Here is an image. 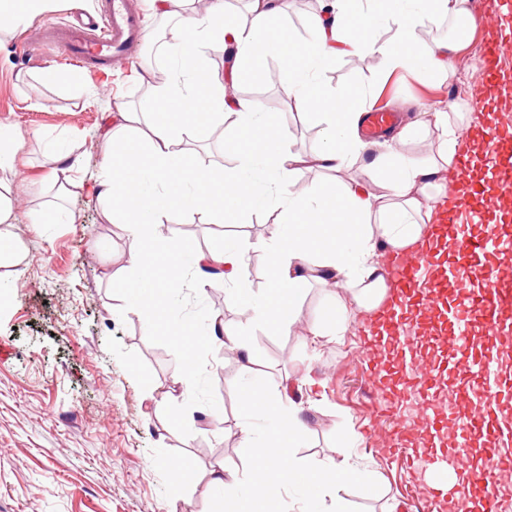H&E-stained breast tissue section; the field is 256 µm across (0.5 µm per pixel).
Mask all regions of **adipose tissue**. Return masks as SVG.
Wrapping results in <instances>:
<instances>
[{
    "mask_svg": "<svg viewBox=\"0 0 512 512\" xmlns=\"http://www.w3.org/2000/svg\"><path fill=\"white\" fill-rule=\"evenodd\" d=\"M155 0L161 14L175 17L165 49L176 70L157 79L144 69L140 83L149 91L147 117L121 108L103 132L100 150L106 177L99 196L123 223L132 242L126 266L112 278L119 282L125 308L145 320L153 331L155 316L171 309L179 298L186 274L180 260L193 255L199 274L216 271L227 284L230 299L246 321H259L276 332L290 333L303 320L301 298L310 278L340 289L330 313L336 325H345L357 312L379 310L392 296L383 272L397 254L414 250L431 230L441 198L455 171L460 127L473 119L466 102L446 107L421 105L413 121L389 133V150L364 168L379 194L365 192L361 181L295 186L292 176L299 165L312 162L327 170L352 166L369 149L360 131L371 107L368 96L356 91L330 93L315 74L339 57L374 55L385 68L404 70L418 78L455 76V56L464 33L476 17L471 0H329L307 21L303 38L277 31L274 20L286 0H250V21L238 25L225 11L224 0ZM59 0H0V31H14L35 16L53 12ZM436 16L462 27L455 37L425 43L415 36L424 18ZM396 25L387 41L373 38L375 22ZM221 52L226 79L213 80L207 69L206 50ZM274 56L283 63L288 95L301 115L324 118V132L310 157L293 151L288 126L274 122L254 99L230 95L228 86L256 59ZM211 117L231 116L236 132L225 143L238 159L230 174L205 167L182 149V134L195 121L198 103ZM148 133L132 137L138 121ZM418 129L437 133L435 154L422 158L404 151ZM276 202L279 216L269 228L270 286L260 295L244 289L248 262L244 252L225 241L220 248L196 250L191 242L169 236L158 224L160 212L189 206L220 217L224 212L247 213ZM246 406L262 405L272 429L264 435L244 430L251 449L249 479L222 465L211 471L213 484L223 486L227 512H249L253 500L284 506L283 493L295 480L315 484L347 512L342 491L354 482L375 490L366 470L349 462H299L295 450L308 438V428L286 392H268L249 384Z\"/></svg>",
    "mask_w": 512,
    "mask_h": 512,
    "instance_id": "ef3b65f1",
    "label": "adipose tissue"
}]
</instances>
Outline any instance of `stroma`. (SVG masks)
Here are the masks:
<instances>
[{"instance_id": "obj_1", "label": "stroma", "mask_w": 512, "mask_h": 512, "mask_svg": "<svg viewBox=\"0 0 512 512\" xmlns=\"http://www.w3.org/2000/svg\"><path fill=\"white\" fill-rule=\"evenodd\" d=\"M102 9L103 0H59L54 12L0 34V128L26 136L15 173L0 180V195L17 208L11 226L16 262L0 265V281L10 286L0 301V512H224V492L209 487L206 475L220 463L250 472L241 428L262 426L242 400L251 379L272 391L287 389L301 408L310 436L299 457L336 459L345 448L369 467L379 490L369 497L359 485H348L349 512H431L421 483L385 445L392 410L371 385L372 351L359 320L341 337L311 342V325L326 316L336 295L320 281L309 280L304 319L290 334L259 322L245 329L256 358L251 371L217 346H196V380L181 401L179 419L169 417L162 398L173 387L182 350L164 333L146 334L142 320L124 309L112 274L125 265L131 235L90 191L103 179L98 139L108 114L124 105L145 106L138 82L143 60L162 77L171 62L164 47L147 43L130 62L112 66L108 77L64 61L48 39L50 28ZM490 32L487 25L470 31L451 80L388 73L367 55L338 59L318 81L329 91L365 93L406 118L418 103H471L483 67L481 45ZM49 66L77 72L78 85L45 80L41 71ZM234 89L261 100L272 119L286 121L293 151H312L322 120L296 115L277 58L258 61ZM232 133L231 124L202 113L184 140L199 163L229 173L237 161L225 154L224 140ZM52 143L80 157L75 169L54 179L46 157ZM40 208L59 212V220L30 223L28 210ZM277 216L268 205L225 215L219 224L184 208L163 213L160 221L172 236L193 238L203 251L236 241L248 257L245 286L259 294L268 287V227ZM216 312L230 328L242 319L224 287L191 280L180 320L202 328ZM215 405L224 408L218 427L207 418ZM177 460L193 464L198 484L173 487Z\"/></svg>"}]
</instances>
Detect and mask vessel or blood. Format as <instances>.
I'll return each mask as SVG.
<instances>
[{
  "label": "vessel or blood",
  "instance_id": "1",
  "mask_svg": "<svg viewBox=\"0 0 512 512\" xmlns=\"http://www.w3.org/2000/svg\"><path fill=\"white\" fill-rule=\"evenodd\" d=\"M490 0L488 22L497 30L483 48L484 85L500 82L512 65V11ZM147 38L133 0H109L90 31L64 34L59 50L65 60L85 65L128 60ZM469 140L484 147V162L493 168H512V114H488L486 121L468 130ZM474 158L462 155L457 180L462 192L456 204L441 213L438 230L451 232L450 243L427 240L401 258L391 271L399 297L387 316L382 343L386 357L377 374L402 399L403 413L387 445L398 453L405 468L431 471V493L448 492L449 472H460L474 438H483L498 471H512V427L491 418L497 406L512 403V384L498 370L500 340L512 334V289L499 282L495 260L512 249V240L475 233L469 190ZM416 313L428 330L447 326L445 355L422 354L411 336L409 313ZM454 369L469 390L456 402L440 403L442 376Z\"/></svg>",
  "mask_w": 512,
  "mask_h": 512
}]
</instances>
